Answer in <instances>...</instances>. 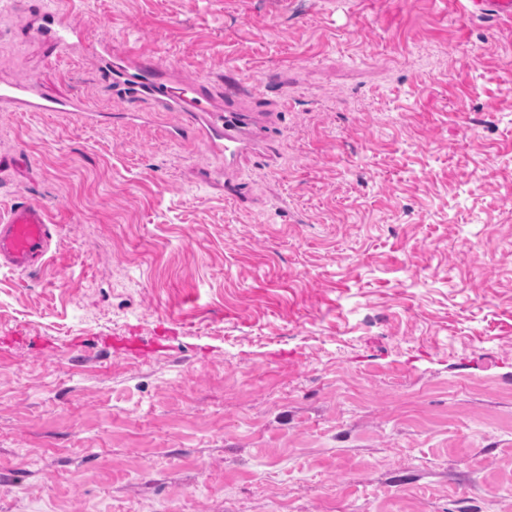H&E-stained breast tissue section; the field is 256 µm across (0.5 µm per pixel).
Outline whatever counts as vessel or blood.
Listing matches in <instances>:
<instances>
[{
  "mask_svg": "<svg viewBox=\"0 0 512 512\" xmlns=\"http://www.w3.org/2000/svg\"><path fill=\"white\" fill-rule=\"evenodd\" d=\"M462 10L469 18L486 16L512 23V0H463ZM38 19L32 33L60 53L83 47L82 31L56 6L43 7ZM97 53L116 93L146 101L155 112L180 113L200 142L223 158L225 166H232L240 154L254 145L253 119L246 109L217 108L196 88L163 79L156 63L132 54L115 53L110 44H99ZM0 104L17 112H69L85 121L93 118L81 102L45 98L32 84L1 83ZM51 240L52 221L39 202L21 198L0 211V258L12 269H33L48 253Z\"/></svg>",
  "mask_w": 512,
  "mask_h": 512,
  "instance_id": "vessel-or-blood-1",
  "label": "vessel or blood"
}]
</instances>
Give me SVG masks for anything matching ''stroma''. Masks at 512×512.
Segmentation results:
<instances>
[{
	"label": "stroma",
	"mask_w": 512,
	"mask_h": 512,
	"mask_svg": "<svg viewBox=\"0 0 512 512\" xmlns=\"http://www.w3.org/2000/svg\"><path fill=\"white\" fill-rule=\"evenodd\" d=\"M0 0V512H512V24L460 0H58L254 112L232 169ZM0 103L15 112H71L84 121L93 119V111L81 102L47 99L32 84L1 83ZM52 220L37 201L21 198L0 211V258L12 269H33L50 249Z\"/></svg>",
	"instance_id": "stroma-1"
}]
</instances>
